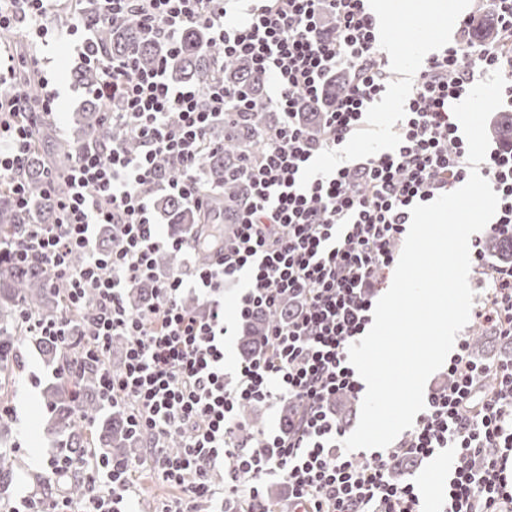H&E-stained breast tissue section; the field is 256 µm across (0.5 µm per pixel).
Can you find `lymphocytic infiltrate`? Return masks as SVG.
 Returning a JSON list of instances; mask_svg holds the SVG:
<instances>
[{
  "instance_id": "f902f5d3",
  "label": "lymphocytic infiltrate",
  "mask_w": 512,
  "mask_h": 512,
  "mask_svg": "<svg viewBox=\"0 0 512 512\" xmlns=\"http://www.w3.org/2000/svg\"><path fill=\"white\" fill-rule=\"evenodd\" d=\"M108 17L134 11L147 41L178 51L185 32L206 29L220 60L248 58L255 76L273 80L268 102L281 119L242 176L250 189L231 242H189L162 232L152 206L157 192L174 194L203 215L217 190L203 175L220 148L210 129L228 110L243 111L241 93L223 82L203 88L174 81L167 60L140 68L135 53L105 59L92 27L74 21L60 30L101 73L94 90L107 104L111 145L77 153L64 180L52 224L28 225L17 240L0 239V256L43 268L65 281L68 305L94 298L86 322L91 350L107 354L126 341L119 367H104L100 392L123 408L143 435L163 482L182 492L162 512H422L418 486L396 478L406 461L442 452L455 464L440 491L439 512H512V362L474 357L462 337L448 360V383L430 388L413 429L389 448L345 451L348 424L338 397L358 398L364 386L349 346L371 322L374 298L398 261L411 208L467 181V142L452 111L470 88L501 71L502 97L512 107V0H473L460 22L461 39L431 55L413 75V91L396 121V143L377 155H351L349 142L367 127L385 95L391 68L377 44V22L365 0H97ZM54 0H0V29L19 26L43 36ZM492 13L497 38L475 42L477 15ZM348 75L344 94L326 112L318 134L297 120L322 98L330 79ZM40 79L36 91L0 97V184L28 206L21 172L31 134L20 114L52 115L58 96ZM135 139L137 149L125 146ZM331 157L329 168L316 166ZM478 170L499 196L489 233L512 241V145L488 150ZM112 228L111 250L99 246ZM183 254L181 267L155 272L162 251ZM474 269L486 295L477 323L512 343V264L471 242ZM247 279L235 313L246 321L278 306L300 305L288 322L272 323L266 349L224 373V288ZM152 283L153 300L133 309L128 290ZM206 308L183 307L187 296ZM286 402L296 414L288 432L258 430L238 440L243 406ZM179 447H166L171 435ZM224 474L223 484L211 480ZM135 465L87 467L82 508L63 498L35 509L22 497L14 512H131ZM280 481L288 496L269 506L266 487Z\"/></svg>"
}]
</instances>
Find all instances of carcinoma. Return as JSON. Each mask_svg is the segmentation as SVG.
I'll return each mask as SVG.
<instances>
[{
    "mask_svg": "<svg viewBox=\"0 0 512 512\" xmlns=\"http://www.w3.org/2000/svg\"><path fill=\"white\" fill-rule=\"evenodd\" d=\"M81 19L95 27L97 42L108 57L121 56L130 49H137L138 63L145 67L154 65L168 56V46L161 41L144 42L141 39L139 18L134 13L103 18L99 15L97 0H84ZM495 38L492 21L482 19L472 29V39L490 41ZM216 48L210 34L194 28L184 35L179 55L171 61V74L178 81H188L202 87L209 86L215 77ZM224 87L241 92L246 97V111L230 114L224 126L212 131V139L224 143V149L205 159L208 184L224 189V198L212 203V215L224 216V223L234 222L239 205L247 196L246 183L239 177L243 153L258 151L267 133L277 126L280 116L267 102L265 82L255 78L248 62L231 59L224 62L221 71ZM77 83L93 87L100 80L98 70L83 63L71 71ZM344 90L341 81L327 84L324 98L306 105L303 120L309 126L320 122L326 104L336 99ZM493 130L502 142L512 144V113L500 112L493 123ZM112 143V123L106 118L100 101L89 98L73 118L70 140L59 145L48 156L32 149L23 177L29 199L35 211L22 209L16 204L8 189L0 188V239L19 238L26 225L35 221L51 224L55 219L58 196L63 184L53 190L45 185L44 170L54 166L60 176H65L72 163V156L85 145ZM156 206L166 221L184 232L202 231L201 217L192 207L173 195L157 198ZM160 272L168 274L179 266L180 254L176 251L159 254ZM67 297L66 284L59 280L50 284L36 264L24 265L0 259V387H6L14 370L20 366L22 349L33 345L46 365L53 368L54 381L44 390V405L49 416L47 431L53 435L57 448L68 454L77 467L82 468L98 459L104 462L133 459L142 439L128 429L123 413L116 411L100 415L104 402L99 394V381L104 363L112 357L96 360L81 354L85 339L79 336V324L86 309L77 308L71 315L67 341L57 337L29 336L22 323V314L30 311L44 321L62 318ZM151 297V288L136 285L128 296V303L138 308ZM288 307L274 314H260L248 321L240 336V353L249 357L263 349L261 333L267 323L286 319ZM16 449L0 442V484L6 485L15 472ZM34 483L47 499L54 492L79 499L84 495L85 484L80 472H75L65 482H58L48 474H37Z\"/></svg>",
    "mask_w": 512,
    "mask_h": 512,
    "instance_id": "cac0c4a2",
    "label": "carcinoma"
}]
</instances>
